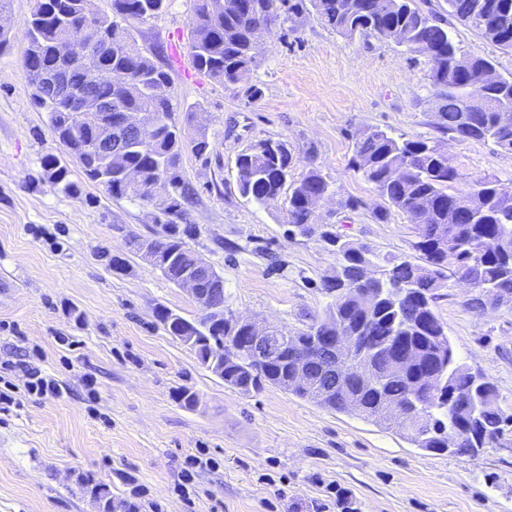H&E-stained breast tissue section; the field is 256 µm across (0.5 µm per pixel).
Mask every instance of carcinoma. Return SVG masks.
Here are the masks:
<instances>
[{
  "label": "carcinoma",
  "instance_id": "obj_1",
  "mask_svg": "<svg viewBox=\"0 0 512 512\" xmlns=\"http://www.w3.org/2000/svg\"><path fill=\"white\" fill-rule=\"evenodd\" d=\"M169 0H112V13L91 12L83 27H70V18L83 9V0H37L27 21L28 47L22 72L36 104L47 112L56 141L79 165L90 182L110 196L148 202L149 193L127 183L124 172L140 174L145 186L168 189L170 203L152 216L160 226L156 245L169 259L163 275L178 282L191 265L194 252L184 237L194 190L184 178L181 157L185 147L198 157L207 154L205 133L185 140L174 115L177 105L168 72L157 66L137 44L133 29L163 12ZM448 13L475 29L482 38L512 49V0H447ZM313 10L316 19L336 33L356 32L393 42L432 62L430 90L438 104L439 131L460 140H490L512 151V75L490 76L491 61L460 52L448 32V22L420 9L415 0H194L190 19V54L199 71L234 84L261 63V45L272 28L283 27ZM102 34V48L93 58L82 54L84 44ZM66 39L73 47L67 58L57 54ZM103 71L124 76L121 86L101 84ZM66 78L75 86L94 85L112 99V109L125 114L129 136L124 146L104 155L94 147L91 126L66 114L51 81ZM482 91L484 105L472 102V87ZM155 87L169 88L156 98ZM153 127L152 141L143 145L139 127ZM377 194L395 211L418 226L410 256L383 255L369 246L337 234L332 225L314 220L312 199L332 193V185L316 167L294 178L293 156L281 140L264 139L248 145L235 160L240 195L258 206L282 210L287 237L319 238L334 256L335 266L322 279L330 299L326 316L307 330L285 339L305 344L332 343L341 332L351 355L369 363L373 379L343 378L334 385L291 388L292 394L316 405L354 412L408 431L416 447L430 452L474 456L491 441L512 433V415L499 404L495 385L470 371L455 356L446 325L434 311L438 291L448 279L467 278L474 295L471 306L512 302V249L492 246L512 241V204H505L507 188L489 180L463 181L440 144L432 139L394 137L377 128L356 136L352 158ZM45 179L66 194L80 196L79 183L70 179L68 162L55 153L41 158ZM375 294L369 308L359 303L361 292ZM156 317L170 336H198L200 354L224 355V384L244 393L267 386L284 388L282 377L296 359L286 348L266 363L248 360L241 352L249 330L224 318L219 326L202 316L190 321L167 307ZM442 375L431 388L428 378ZM358 400L353 407L351 398ZM410 414L392 420L389 406Z\"/></svg>",
  "mask_w": 512,
  "mask_h": 512
}]
</instances>
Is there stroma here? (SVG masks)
<instances>
[{
    "mask_svg": "<svg viewBox=\"0 0 512 512\" xmlns=\"http://www.w3.org/2000/svg\"><path fill=\"white\" fill-rule=\"evenodd\" d=\"M192 4L170 0L134 36L169 71L178 118L194 111L210 142L205 156L182 154L197 192L187 246L223 276L234 316L306 328L325 316L320 285L335 264L320 241L289 240L279 211L240 196L235 158L257 140L285 141L295 175L320 166L334 195L317 205L318 223L382 254H410L415 226L351 168L359 131L438 140L464 180L512 188V152L440 134L427 57L306 15L291 31L273 28L259 67L227 85L192 64ZM35 5L10 0L0 14L13 37L0 53V390L16 400L0 411V512H131L133 502L138 512H512V439L476 457L427 452L405 430L279 388L242 394L164 331L157 308L193 320L199 307L125 245L130 231L154 237L149 215L162 200L112 198L77 168L79 198L42 178V156L64 149L22 73ZM448 30L512 74V51L454 19ZM349 198L359 208H341ZM111 255L126 270H112ZM471 295L449 280L435 312L456 356L512 414V303L476 310ZM35 354L58 394L27 393L16 364ZM196 456L203 463L185 478Z\"/></svg>",
    "mask_w": 512,
    "mask_h": 512,
    "instance_id": "obj_1",
    "label": "stroma"
}]
</instances>
